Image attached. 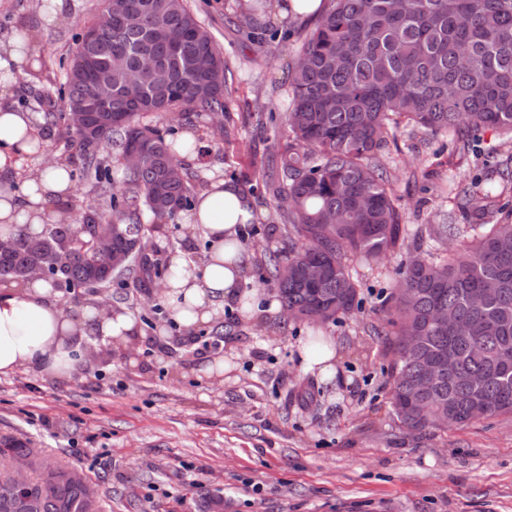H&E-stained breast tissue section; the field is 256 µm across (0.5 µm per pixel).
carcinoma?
Masks as SVG:
<instances>
[{"mask_svg": "<svg viewBox=\"0 0 512 512\" xmlns=\"http://www.w3.org/2000/svg\"><path fill=\"white\" fill-rule=\"evenodd\" d=\"M112 2V29L99 34L93 53L112 63V111L117 119L100 132L101 143L71 132L64 109H54L91 91L88 79L73 75L76 51L59 63L62 78L39 98L48 107L43 132L51 129L76 179L90 182L103 201L73 210L68 219L46 224L37 234L9 230L12 249L0 253V282H24L33 263L48 266L54 289L62 297L86 296L117 282L141 289L153 279L173 275L164 252H142L136 240H154L161 225L147 224V212L173 224L192 208L204 182L185 166L175 176L167 165L177 151L208 158L220 147L202 136L177 141L170 127L148 121L150 115L180 112L182 118L226 113L224 53L208 25L187 0H102ZM260 6L237 17L238 27L255 31ZM144 52L173 72L162 90L148 80L127 83V72ZM207 52L215 60L209 73L191 69L193 57ZM296 62L281 121L255 106L257 126L270 128L275 141L274 174L265 167L255 177L274 200L284 248L268 254L265 276L276 288L292 320L334 324L359 306V280L345 256L365 264L378 262L404 244L409 235L399 199L377 155L402 129L431 134L451 132L464 150L477 136L492 131L512 140V0H325L312 27L297 31ZM132 146L143 150L131 169L123 159ZM121 166L124 189L114 186L111 163ZM494 186H477L459 194L469 214V237L446 258L433 256L461 229L454 224L427 228V256L416 255L400 273L398 284L411 294H391L385 327L395 354L391 409L414 430L465 424L512 414V252L498 250L512 241V220L497 219L504 210ZM112 229L115 250L127 254L114 267L96 254L95 237ZM318 262L326 276L309 285L300 278L307 262ZM493 288L497 299L486 308L469 304V296ZM438 306L454 307L469 321V337L450 339L448 329L429 324ZM426 337L411 352V328ZM445 350L453 372L432 389L430 410L409 406L405 384L419 361ZM28 453L27 443L0 440V512H101L97 489L75 467L42 457L30 489L21 496L11 485L3 460Z\"/></svg>", "mask_w": 512, "mask_h": 512, "instance_id": "1", "label": "carcinoma"}]
</instances>
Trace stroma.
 <instances>
[{"label": "stroma", "mask_w": 512, "mask_h": 512, "mask_svg": "<svg viewBox=\"0 0 512 512\" xmlns=\"http://www.w3.org/2000/svg\"><path fill=\"white\" fill-rule=\"evenodd\" d=\"M69 17L41 24L39 0H0V51L19 24L37 30L47 68L20 75L13 105L27 108L58 80V60L100 9V0H67ZM210 26L230 70V135L211 168L248 191L257 232L247 238V287L261 316L233 304L218 325L219 348L175 346L184 335L168 310L142 293L113 288L112 305L130 312L142 334L112 346L74 372L55 376L22 367L0 375V438L79 466L99 487L104 512H512V415L423 432L391 412L392 359L373 334L399 269L416 243L375 265L349 264L361 284L358 311L334 325L287 322L271 313L272 285L258 286L259 268L281 237L264 223L271 197L254 191V163L273 150L270 131L252 126L254 105L285 110L290 45L272 50L230 22L245 0H189ZM410 228L466 227L460 190L493 181L512 209V183L499 175L512 164V144L485 133L468 156L452 135L404 129L378 155ZM333 353L329 369L307 366L312 338ZM312 390L315 403L299 395Z\"/></svg>", "instance_id": "1"}]
</instances>
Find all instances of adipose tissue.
Listing matches in <instances>:
<instances>
[{
	"label": "adipose tissue",
	"mask_w": 512,
	"mask_h": 512,
	"mask_svg": "<svg viewBox=\"0 0 512 512\" xmlns=\"http://www.w3.org/2000/svg\"><path fill=\"white\" fill-rule=\"evenodd\" d=\"M40 47L32 32H14L0 58V224L40 232L54 223L76 190L66 161H47L48 140L36 135L35 113L9 105L23 69L36 65ZM37 164L36 174L22 184L13 176L23 162ZM251 198L232 181L208 176L205 188L185 217L208 243L202 265L173 255L175 277L162 296L173 319L185 328L210 322L224 305L240 295L248 257L239 245L245 224L254 218ZM139 332L135 318L123 310L102 313L87 304L66 310L47 281L0 285V374L37 367L51 374L72 371L85 354L83 336H100L126 345Z\"/></svg>",
	"instance_id": "adipose-tissue-1"
}]
</instances>
